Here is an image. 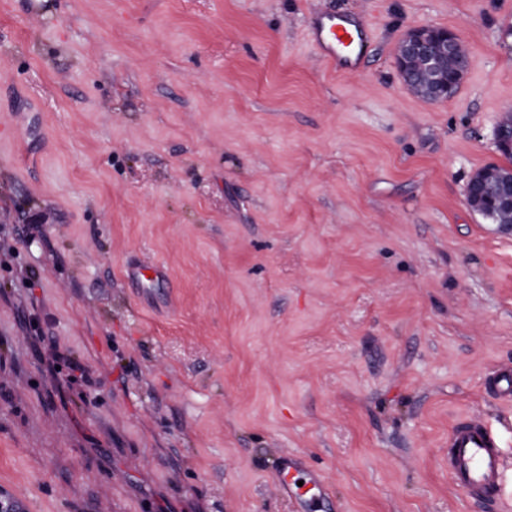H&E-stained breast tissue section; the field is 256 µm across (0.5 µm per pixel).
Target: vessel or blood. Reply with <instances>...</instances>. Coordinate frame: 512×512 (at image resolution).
Returning <instances> with one entry per match:
<instances>
[{
  "label": "vessel or blood",
  "instance_id": "obj_1",
  "mask_svg": "<svg viewBox=\"0 0 512 512\" xmlns=\"http://www.w3.org/2000/svg\"><path fill=\"white\" fill-rule=\"evenodd\" d=\"M311 35L324 57L338 72L357 71L367 44L359 20L318 14L310 20ZM490 393L512 402V366L500 369L488 382ZM302 469L298 458L282 456L276 469L279 492L291 494L290 479ZM504 461L495 431L478 418L456 422L448 433V473L456 487L478 502L494 498L502 478Z\"/></svg>",
  "mask_w": 512,
  "mask_h": 512
}]
</instances>
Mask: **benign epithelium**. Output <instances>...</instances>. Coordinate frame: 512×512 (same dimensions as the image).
<instances>
[{
	"label": "benign epithelium",
	"instance_id": "benign-epithelium-1",
	"mask_svg": "<svg viewBox=\"0 0 512 512\" xmlns=\"http://www.w3.org/2000/svg\"><path fill=\"white\" fill-rule=\"evenodd\" d=\"M461 36L448 28L437 26L413 27L406 31L396 48V66L404 87L415 81L414 67L422 66L433 75L437 87L447 92L463 82L470 70L471 56L457 52ZM455 57V68L451 75L442 71L445 57ZM494 142L498 151H512V117L499 120L494 128ZM467 199L477 203H512V174L509 176L488 175V170L477 171L466 187Z\"/></svg>",
	"mask_w": 512,
	"mask_h": 512
}]
</instances>
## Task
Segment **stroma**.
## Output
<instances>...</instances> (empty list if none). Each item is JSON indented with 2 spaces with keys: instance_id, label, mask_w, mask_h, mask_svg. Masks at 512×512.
<instances>
[{
  "instance_id": "stroma-1",
  "label": "stroma",
  "mask_w": 512,
  "mask_h": 512,
  "mask_svg": "<svg viewBox=\"0 0 512 512\" xmlns=\"http://www.w3.org/2000/svg\"><path fill=\"white\" fill-rule=\"evenodd\" d=\"M319 12L365 23L359 72L323 61ZM427 25L470 47L445 100L395 64ZM508 109L512 0H0V490L296 512L291 453L320 512H512V403L485 390L512 232L465 196ZM468 417L501 443L493 503L448 475ZM302 463L298 458L293 457L291 454L280 457L277 469H276V486L280 493L295 497L300 507L304 510L303 512H312L306 508L305 502L301 499L300 495H295L292 491V486L296 487V480L290 483V476L294 477L300 471H302Z\"/></svg>"
}]
</instances>
